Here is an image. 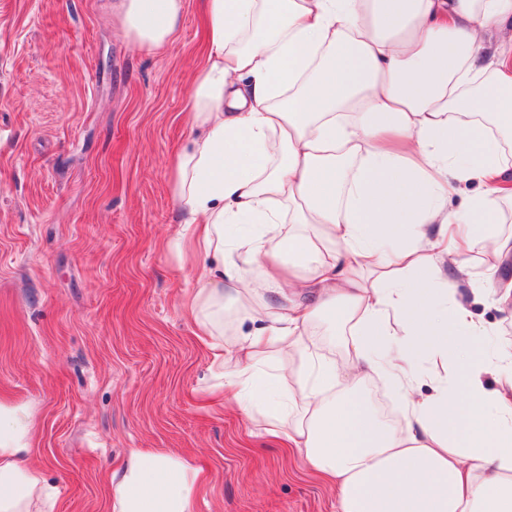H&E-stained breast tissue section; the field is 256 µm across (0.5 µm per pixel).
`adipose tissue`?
Masks as SVG:
<instances>
[{
  "instance_id": "ef3b65f1",
  "label": "adipose tissue",
  "mask_w": 512,
  "mask_h": 512,
  "mask_svg": "<svg viewBox=\"0 0 512 512\" xmlns=\"http://www.w3.org/2000/svg\"><path fill=\"white\" fill-rule=\"evenodd\" d=\"M184 0H113L148 51ZM191 136L170 166L168 244L205 267L183 305L264 432L336 485V512H512V348L455 279L512 310V0H203ZM477 183L461 209L448 207ZM491 255L488 284L467 254ZM259 267L261 282L249 276ZM237 328L224 332V311ZM401 330L393 332L390 318ZM340 358L312 347L318 325ZM426 362L430 393L415 391ZM380 377L402 422L364 395ZM25 407L0 401V512H53ZM198 472L132 450L112 512H195Z\"/></svg>"
}]
</instances>
